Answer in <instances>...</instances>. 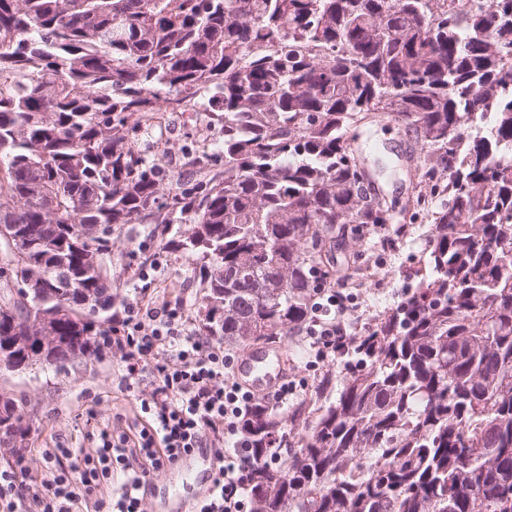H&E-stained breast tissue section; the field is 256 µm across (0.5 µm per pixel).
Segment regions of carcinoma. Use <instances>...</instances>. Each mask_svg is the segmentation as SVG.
<instances>
[{"instance_id": "carcinoma-1", "label": "carcinoma", "mask_w": 512, "mask_h": 512, "mask_svg": "<svg viewBox=\"0 0 512 512\" xmlns=\"http://www.w3.org/2000/svg\"><path fill=\"white\" fill-rule=\"evenodd\" d=\"M165 112L210 133L176 173L144 141ZM375 117L419 144L402 205L367 192ZM398 211L432 226L415 286L291 413L240 425L252 512H512V0H0V225L15 266L80 289L56 367L110 333L74 224L104 252L189 225L165 246L202 261V335L239 348L360 285L333 252L394 247Z\"/></svg>"}]
</instances>
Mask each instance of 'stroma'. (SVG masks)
Returning <instances> with one entry per match:
<instances>
[{"label":"stroma","instance_id":"35a3bbf8","mask_svg":"<svg viewBox=\"0 0 512 512\" xmlns=\"http://www.w3.org/2000/svg\"><path fill=\"white\" fill-rule=\"evenodd\" d=\"M411 142L410 135L396 122L380 121L361 134V143L367 159L382 157L394 161V168L376 177V190L387 198L406 197L417 183L419 175L401 165L399 159ZM418 225H410V243L397 253L366 250L364 259L371 273L362 288L357 289V303L351 317L364 313L375 299L392 304L410 285L418 268L421 250L417 239ZM152 240V250L140 249L144 240ZM162 256L160 270L152 272L153 284L149 294L156 303H169L182 308L189 331H198L200 307L204 288L199 266L181 252L164 247L160 237L152 236L147 224H131L121 236L112 240V261L106 264L105 274L112 280L113 310L122 312L125 304L139 301L141 282L138 274L148 267L154 256ZM121 359L111 346H100L89 358L58 372L51 368L33 369L0 378V392L22 404L30 416V432L21 456L0 453V468L21 464V479L29 483L43 478L49 472L44 454L48 448H82L92 450L87 434L106 429L115 435L133 434L137 412L136 396H149L153 390L150 381H143L137 393L120 386Z\"/></svg>","mask_w":512,"mask_h":512}]
</instances>
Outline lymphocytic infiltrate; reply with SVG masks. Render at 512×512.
Masks as SVG:
<instances>
[{
    "label": "lymphocytic infiltrate",
    "mask_w": 512,
    "mask_h": 512,
    "mask_svg": "<svg viewBox=\"0 0 512 512\" xmlns=\"http://www.w3.org/2000/svg\"><path fill=\"white\" fill-rule=\"evenodd\" d=\"M356 301L348 289H332L327 302L333 318L315 319L304 328L316 363L331 362L345 344L344 318ZM111 343L121 354L125 388H138L147 376L154 384L151 396L140 402L146 420L136 446L102 430L92 452L48 449V456H63L69 465L40 482H18L16 469H1L0 512H80L88 500L94 512H142L153 475L198 448L212 449L215 475L192 512H250L244 474L253 454L235 435L242 419L286 401L294 386L283 384L269 397L243 387L235 377L236 354L223 343L185 333L181 310L167 304H126ZM104 488L110 496H101Z\"/></svg>",
    "instance_id": "lymphocytic-infiltrate-1"
}]
</instances>
